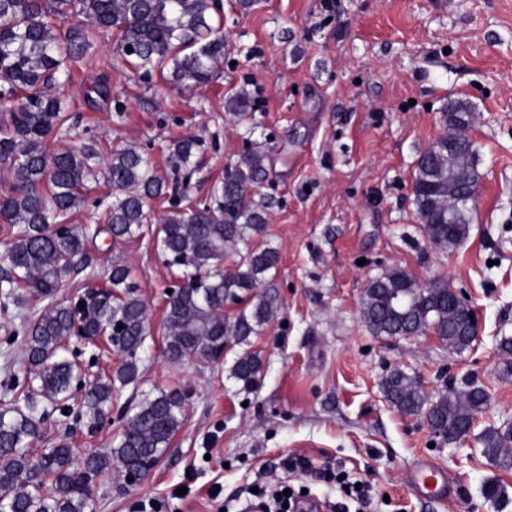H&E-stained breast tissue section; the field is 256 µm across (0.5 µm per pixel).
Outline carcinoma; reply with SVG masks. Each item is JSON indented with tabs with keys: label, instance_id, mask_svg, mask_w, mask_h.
<instances>
[{
	"label": "carcinoma",
	"instance_id": "obj_1",
	"mask_svg": "<svg viewBox=\"0 0 512 512\" xmlns=\"http://www.w3.org/2000/svg\"><path fill=\"white\" fill-rule=\"evenodd\" d=\"M74 14L82 21L59 28L53 17ZM216 0H0V102L9 105L11 122L0 127V170L10 176L8 193L0 196V224L15 229L6 253L8 269L4 296L18 291L50 303L23 333L31 376L23 388L11 384L0 405V508L8 512H93L92 482L115 469L148 474L163 458L183 423L184 394L157 389L120 415L115 444L77 457L68 442L40 449L42 424L54 415L72 412L71 400L81 390L78 423L93 432L112 414L116 385L139 378V351L146 339V305L130 280L129 267L112 261L108 287L85 293L82 309L55 300L63 278L83 271L82 259L91 228L70 223L85 204L82 189L95 178L90 160L95 153L59 147L47 141L65 127L67 109L48 87L69 74L72 63L85 58L90 37L118 32L120 53L138 70H168L180 86L207 82L224 61V35ZM231 118L247 117L250 100L229 97ZM421 156L415 177L419 223L428 238L443 247L460 245L469 231L468 202L448 197V157L461 169L475 171L473 144L466 137L438 138ZM198 141L187 138L172 145L169 163L177 178L160 177L148 157L133 145L112 149L105 174L116 190L108 214L112 244L148 231L169 266L181 271L184 284L168 295L164 320V354L172 362L186 356L213 359L227 342L244 348L231 368L243 387H252L261 360L249 350L251 337L261 335L275 318L277 296L256 295L280 262L279 250L267 242L266 206L248 190L267 176L265 154L248 149L224 172L203 207H175L149 223L148 202L180 196L189 176L180 175ZM64 224L60 232L51 225ZM236 260L224 266V259ZM238 305L233 319L226 305ZM361 315L379 337H406L424 330L436 332L455 351L470 347L471 320L448 286L439 280L418 283L394 268L369 280ZM73 336L87 342L101 336L123 355L115 374L100 375L78 387L80 367L66 356ZM391 408L404 416L423 414L431 433L454 440L470 433L488 405L485 388L474 379L462 386L450 382L432 396L419 378L400 369L381 381ZM482 454L497 467L512 469V429L489 427L478 437ZM48 487L43 492L41 488Z\"/></svg>",
	"mask_w": 512,
	"mask_h": 512
}]
</instances>
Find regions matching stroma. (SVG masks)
Instances as JSON below:
<instances>
[{"label":"stroma","instance_id":"stroma-1","mask_svg":"<svg viewBox=\"0 0 512 512\" xmlns=\"http://www.w3.org/2000/svg\"><path fill=\"white\" fill-rule=\"evenodd\" d=\"M220 4L225 64L204 84L174 87L168 75L131 67L112 34L93 38L60 90L74 123L48 146L95 147L100 170L112 147L135 145L170 180L173 142L196 139L188 205L208 202L227 167L261 147L268 177L251 194L277 201L267 238L281 261L280 308L251 339L258 381L246 389L231 378L240 351L231 343L216 360L170 362L163 319L175 271L150 236L114 246L103 233L59 293L105 282L113 256L124 258L146 305L140 378L116 392L113 417L96 433L57 417L42 445L63 438L79 452L105 450L125 406L157 388L179 390L184 422L160 465L132 487L114 472L98 479L94 512H143L149 502L155 512H244L260 483L341 512H512V469L489 464L478 442L486 427L512 421V372L499 349L512 336V0ZM97 77L109 96L91 101ZM240 90L251 109L236 121L225 101ZM459 104L473 113L467 135L480 185L469 235L448 249L418 223L413 185L420 156L445 131L442 112ZM394 268L462 291L481 313L480 343L458 352L430 332L372 335L363 291ZM44 306L30 296L0 307V384L24 378L26 346L9 332ZM395 368L431 394L448 378L477 376L489 402L465 441L435 442L424 417L390 408L380 383ZM422 464L456 484L459 500L418 496L410 478ZM490 480L506 501L484 498Z\"/></svg>","mask_w":512,"mask_h":512}]
</instances>
